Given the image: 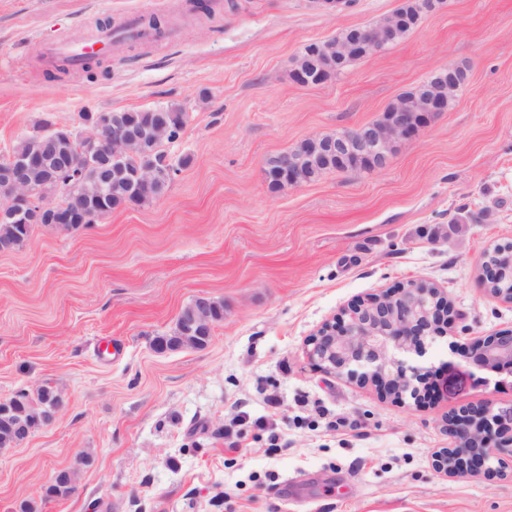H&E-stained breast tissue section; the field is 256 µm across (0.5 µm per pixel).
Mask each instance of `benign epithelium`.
I'll use <instances>...</instances> for the list:
<instances>
[{"instance_id": "benign-epithelium-1", "label": "benign epithelium", "mask_w": 512, "mask_h": 512, "mask_svg": "<svg viewBox=\"0 0 512 512\" xmlns=\"http://www.w3.org/2000/svg\"><path fill=\"white\" fill-rule=\"evenodd\" d=\"M420 16L447 7V0H412L402 2L392 14L366 26H353L326 41L304 46L295 62L294 71L322 76L327 82L340 74L355 51L361 58L377 56L399 35L407 7ZM460 93L459 67L448 64L431 70L414 89L400 95L386 110L385 116L332 138L313 136L300 142L308 154L294 153L279 158L278 171L266 178L300 186L310 182V175L321 160L336 165L366 161L369 171L386 168L398 146L416 136L440 112L448 111V100ZM80 146L68 169H82L103 157H117L122 145L140 135L145 138L164 137L163 126L137 134L121 126L86 123ZM42 138L31 153L7 161L0 160V220L24 216L45 224H66L74 214L81 220L88 217L82 192L60 195L56 201L46 200V193L60 186L31 189L28 177L38 169L44 156L54 147L51 129L37 133ZM136 194L154 187L153 169L143 167L134 174ZM452 321V310L435 288L411 282L393 292L366 300H358L345 309L334 323H326L310 337L307 355L321 371L355 381L372 383L396 399L408 394L420 396L419 384L427 370L422 359L427 346L446 334ZM465 358L483 372L512 376V329L500 331L471 343ZM0 419L12 425L18 444H24L33 433V426L11 418V402L0 401ZM448 432L455 440L435 459V466L450 477L500 472L505 460H512V407L501 408L491 402L462 406L447 419Z\"/></svg>"}]
</instances>
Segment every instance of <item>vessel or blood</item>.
Returning a JSON list of instances; mask_svg holds the SVG:
<instances>
[{"mask_svg":"<svg viewBox=\"0 0 512 512\" xmlns=\"http://www.w3.org/2000/svg\"><path fill=\"white\" fill-rule=\"evenodd\" d=\"M154 36L153 31L147 28L138 17H129L119 29H103L93 35L85 44L74 46L61 37H53L45 46L50 59H64L71 68L83 67L88 59L96 54L111 52L119 40L134 39L149 41Z\"/></svg>","mask_w":512,"mask_h":512,"instance_id":"obj_1","label":"vessel or blood"}]
</instances>
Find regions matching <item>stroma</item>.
I'll return each instance as SVG.
<instances>
[{"label":"stroma","mask_w":512,"mask_h":512,"mask_svg":"<svg viewBox=\"0 0 512 512\" xmlns=\"http://www.w3.org/2000/svg\"><path fill=\"white\" fill-rule=\"evenodd\" d=\"M0 0V151L82 113L180 104L159 199L75 231L37 225L0 253V400L47 386L62 407L0 449V512H512V472L451 478L434 456L463 405L512 404V377L476 370L473 338L512 328L478 282L512 241V0H449L401 41L320 85L294 82L303 47L391 14L400 0ZM166 37L128 42L93 72L46 60L57 29L83 42L126 17ZM467 69L448 112L389 167L271 188L267 160L355 129L432 68ZM434 285L453 306L417 404L314 370L305 344L352 302ZM200 296L224 301L202 349L157 335ZM279 442H271V433ZM74 491L43 500L82 455Z\"/></svg>","instance_id":"1"}]
</instances>
